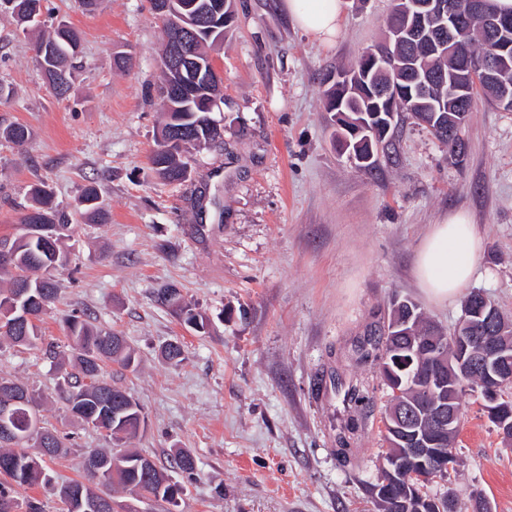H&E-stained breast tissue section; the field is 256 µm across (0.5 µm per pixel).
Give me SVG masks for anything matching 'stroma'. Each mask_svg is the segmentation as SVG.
Returning a JSON list of instances; mask_svg holds the SVG:
<instances>
[{"label":"stroma","mask_w":512,"mask_h":512,"mask_svg":"<svg viewBox=\"0 0 512 512\" xmlns=\"http://www.w3.org/2000/svg\"><path fill=\"white\" fill-rule=\"evenodd\" d=\"M233 6L232 29L211 52L223 80L212 114L223 139L190 149L189 177L168 183L150 164L163 121L164 22L149 0H100L91 11L43 0L46 24L67 20L81 37L63 97L36 61L33 35L0 0V124L29 130L20 148L0 139V237L14 233L36 186L68 212L96 184L108 213L104 224H73L69 262L55 273L60 298L37 345L0 340V376L27 386L44 421L72 438L45 463L51 489H13L42 512H67L53 487L84 479L86 453L113 445L74 419L60 394L73 370L69 314L120 333L135 351V367L103 369L145 416L127 447L164 466L181 448L195 458L177 508L114 493L116 507L136 512H375L387 386L360 346L396 299L415 301L445 331L457 326L463 298L436 304L414 274L422 239L448 212L466 211L483 238L469 290L512 316V112L476 99L460 163L403 119L393 148L358 170L336 147L324 80L381 41L392 0H344V28L330 46L293 28L277 0ZM118 53L129 68L114 65ZM171 284L206 316L204 331L156 302ZM170 341L184 348L180 364L161 355ZM340 380L372 397L344 454L339 436L354 408ZM463 399L456 470L427 490H453L459 512H472L478 497L512 512V446L479 391Z\"/></svg>","instance_id":"35a3bbf8"}]
</instances>
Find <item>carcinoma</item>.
<instances>
[{"label": "carcinoma", "mask_w": 512, "mask_h": 512, "mask_svg": "<svg viewBox=\"0 0 512 512\" xmlns=\"http://www.w3.org/2000/svg\"><path fill=\"white\" fill-rule=\"evenodd\" d=\"M177 10L187 18L196 14L209 15L211 26H224V15L229 13L231 0H181ZM12 12L17 25L26 33L41 23L42 0H13ZM209 26V27H211ZM207 26L194 29L191 37V52L196 59L192 75H180L164 71V82L159 89L165 123L163 124L157 149L151 162L158 175L168 182L187 178L189 164L183 156L187 144H206L221 139V129L213 123L203 105L217 89V76L210 71V56L206 48L214 45L216 35ZM79 39L72 27L61 23L52 35L40 38L36 43V60L44 68L59 94L70 90L67 62L77 57ZM489 51L484 34V18L474 16L469 22V32L464 35L462 47L456 53L443 48L433 55L427 54L419 45L397 42L389 49L390 60L384 70L372 71L362 82L349 91L330 85L324 92V109L333 113L336 123V143L353 156L356 166L370 170L376 165L379 146L386 143L390 131L399 123V111L409 115L414 123L426 128L437 140L451 151L464 146L459 137L448 138V130L463 126L469 117L467 112H431L426 105L418 82L414 76L403 74L400 66L415 52L420 71L439 78L448 77V71L462 64L469 55L479 56ZM393 80L398 87L397 96L381 98L377 94L379 84ZM0 134L16 145L26 142L29 131L26 126L15 123L0 130ZM35 200L30 210L21 218L20 230L12 237L0 238V249L13 253V260L0 264V271L10 274V287L0 291V338L14 346L31 347L40 339L38 322L41 316L57 298L58 288L54 271L68 262V255L61 247L62 240L71 230L69 216L53 207L50 194L43 188L32 190ZM100 196L96 186H88L82 194L78 207L83 215L99 216ZM180 301L176 307L184 324L197 330L204 328V317L193 306L181 300L178 289L162 288L157 292V301L171 304ZM485 298L474 291L467 297L463 309L469 312L468 319L479 322L478 315ZM68 338L71 339L72 357L76 372L71 374L64 389L65 401L70 414L85 423L92 421L94 429L106 433L120 445L145 424L140 405L122 389L99 379L103 365L116 362L125 368L133 365L134 350L125 338L110 331L92 326L82 316L72 314L65 320ZM382 349L386 359L379 363L383 378L412 394L414 407L422 416L423 427L432 429L428 410L431 397L423 391L409 387L411 374L420 370L426 374L432 362L423 356L412 357L411 340L421 337L432 339L444 350H451L454 338L441 329L429 324L419 311L408 324H400L393 330L383 332ZM346 399L355 407H364L369 397L358 384H350L344 392ZM38 405L33 395L19 407L14 426L22 430L28 421L37 420ZM386 440L389 448L384 457L383 467L392 464V458L400 457L410 472L419 471L416 461L401 455V449L394 445L396 438L391 425L390 410H385ZM47 440L46 451L38 453L26 442H0V475L6 476L18 487L48 484L43 473L44 458L58 454L65 447L64 438L55 428L43 426ZM438 443L431 449L430 463L438 476L448 472V465L455 457L448 455L456 435H437ZM175 468L191 475L195 470L192 454L180 449L174 456ZM86 480L71 481L56 489V493L69 504L68 512H78L79 501L89 498L106 500L111 498L112 486L119 485L141 495H148L178 506L183 494L180 481L173 478L165 468L149 463L148 458L131 449L112 453L96 450L87 454L84 460ZM426 482L412 478L389 484L387 491L378 490L380 483L372 485V495L378 512H438L437 496L424 491ZM13 507V512H41L34 500H19L11 496L0 484V505Z\"/></svg>", "instance_id": "carcinoma-1"}]
</instances>
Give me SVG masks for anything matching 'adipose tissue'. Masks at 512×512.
<instances>
[{
    "mask_svg": "<svg viewBox=\"0 0 512 512\" xmlns=\"http://www.w3.org/2000/svg\"><path fill=\"white\" fill-rule=\"evenodd\" d=\"M291 23L321 45L341 33L342 0H279ZM483 240L465 212L457 211L431 225L415 260L419 287L437 303L456 299L469 283Z\"/></svg>",
    "mask_w": 512,
    "mask_h": 512,
    "instance_id": "ef3b65f1",
    "label": "adipose tissue"
}]
</instances>
